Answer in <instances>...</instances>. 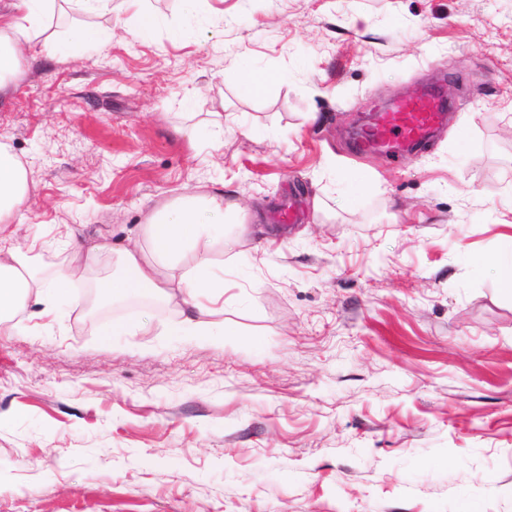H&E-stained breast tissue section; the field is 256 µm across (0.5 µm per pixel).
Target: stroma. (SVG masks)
<instances>
[{"label": "stroma", "instance_id": "obj_1", "mask_svg": "<svg viewBox=\"0 0 512 512\" xmlns=\"http://www.w3.org/2000/svg\"><path fill=\"white\" fill-rule=\"evenodd\" d=\"M142 6L156 28L54 0L0 91L29 184L9 229L51 279L185 189L238 202L224 300L198 298L224 333L85 280L26 302L0 331V512H512V0ZM428 89L449 114L425 147L355 146Z\"/></svg>", "mask_w": 512, "mask_h": 512}]
</instances>
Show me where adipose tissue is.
<instances>
[{
	"instance_id": "1",
	"label": "adipose tissue",
	"mask_w": 512,
	"mask_h": 512,
	"mask_svg": "<svg viewBox=\"0 0 512 512\" xmlns=\"http://www.w3.org/2000/svg\"><path fill=\"white\" fill-rule=\"evenodd\" d=\"M52 0H16L19 20L0 29V88L16 73L23 53L37 38ZM28 191L23 164L0 143V330L8 328L10 315L20 302L51 300L65 295L83 278L103 253V246H74L66 270L54 279L35 271L31 255L35 243L18 242L7 231L21 214ZM224 199L220 196L184 195L176 203L154 213L148 220V249H120V271L103 280L102 286L119 297H137L148 291L166 296L181 293L197 299L205 290L223 295L222 285L209 278L210 255L217 242L214 225L224 221ZM191 255L192 268L180 265Z\"/></svg>"
}]
</instances>
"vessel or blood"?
I'll list each match as a JSON object with an SVG mask.
<instances>
[{"label": "vessel or blood", "mask_w": 512, "mask_h": 512, "mask_svg": "<svg viewBox=\"0 0 512 512\" xmlns=\"http://www.w3.org/2000/svg\"><path fill=\"white\" fill-rule=\"evenodd\" d=\"M445 118L440 101L427 92L414 98L396 101L381 112L376 124L369 126L362 138L367 149H380L397 144L420 142Z\"/></svg>", "instance_id": "b4317fda"}]
</instances>
